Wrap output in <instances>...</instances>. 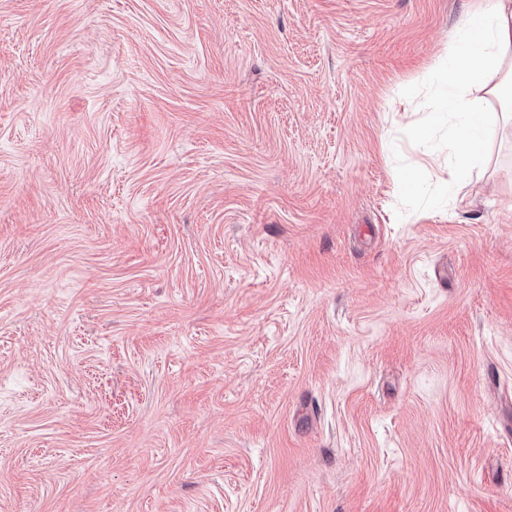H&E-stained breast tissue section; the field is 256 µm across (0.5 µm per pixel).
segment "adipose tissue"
I'll return each instance as SVG.
<instances>
[{
    "label": "adipose tissue",
    "mask_w": 512,
    "mask_h": 512,
    "mask_svg": "<svg viewBox=\"0 0 512 512\" xmlns=\"http://www.w3.org/2000/svg\"><path fill=\"white\" fill-rule=\"evenodd\" d=\"M440 89L428 108L455 116L448 133L454 179L482 169L502 126L512 127V0H484L435 62Z\"/></svg>",
    "instance_id": "1"
}]
</instances>
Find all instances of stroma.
Instances as JSON below:
<instances>
[{
  "label": "stroma",
  "mask_w": 512,
  "mask_h": 512,
  "mask_svg": "<svg viewBox=\"0 0 512 512\" xmlns=\"http://www.w3.org/2000/svg\"><path fill=\"white\" fill-rule=\"evenodd\" d=\"M480 4L0 0V512H512V140L455 208L415 130Z\"/></svg>",
  "instance_id": "1"
}]
</instances>
